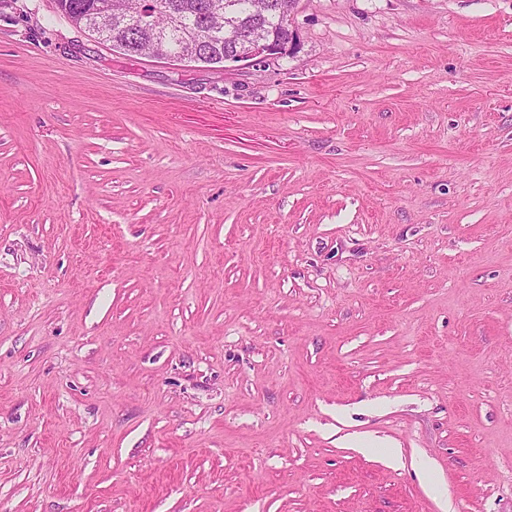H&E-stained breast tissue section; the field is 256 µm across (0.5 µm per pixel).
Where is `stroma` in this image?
I'll use <instances>...</instances> for the list:
<instances>
[{
	"label": "stroma",
	"mask_w": 512,
	"mask_h": 512,
	"mask_svg": "<svg viewBox=\"0 0 512 512\" xmlns=\"http://www.w3.org/2000/svg\"><path fill=\"white\" fill-rule=\"evenodd\" d=\"M292 23L0 0V512H512V0ZM142 1V5L131 15L136 21L153 13V6L160 8V4L150 1H164L171 5L173 9L179 12L188 25H194L207 10L208 5L214 0H149ZM68 3V10L62 11L76 27L101 33L105 42L111 43L112 47L122 51L129 56L141 55V50L153 39L158 29L165 23L166 10H159L153 13L148 26L142 27L138 23L135 26L130 25L131 19L116 18L111 19V13L115 11L113 1L100 0L97 3L98 21L94 12L93 2L95 0H64ZM75 3H78L77 8ZM155 4V5H154ZM110 27L106 30L104 25L110 21ZM99 22V26H98ZM230 3L229 9V31H224L210 39L204 45L203 53L199 54L194 47L203 39L200 38V28H188L182 32V46L185 51L175 54L171 48H167L156 57L169 58L176 60L196 59L199 55V63L207 65L220 64L224 60V64L247 62L253 59L262 60L269 58H278L295 51L299 45V35L295 29L291 28V14L294 12L298 0H290L286 7L279 9V13L283 20L288 24V37L279 43H274L273 39H283L287 35V29L282 19L274 14H270L265 20L257 22L251 15V5L256 0H227ZM258 30L262 34L254 33L246 36H240L234 40L235 47L224 54L227 49V40L225 37L230 36L238 30Z\"/></svg>",
	"instance_id": "stroma-1"
}]
</instances>
